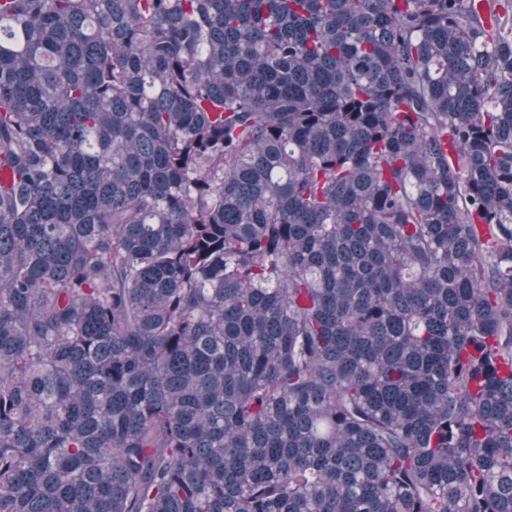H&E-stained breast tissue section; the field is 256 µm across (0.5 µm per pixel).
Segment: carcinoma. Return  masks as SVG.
Here are the masks:
<instances>
[{"instance_id": "cac0c4a2", "label": "carcinoma", "mask_w": 512, "mask_h": 512, "mask_svg": "<svg viewBox=\"0 0 512 512\" xmlns=\"http://www.w3.org/2000/svg\"><path fill=\"white\" fill-rule=\"evenodd\" d=\"M0 512H512V0H0Z\"/></svg>"}]
</instances>
